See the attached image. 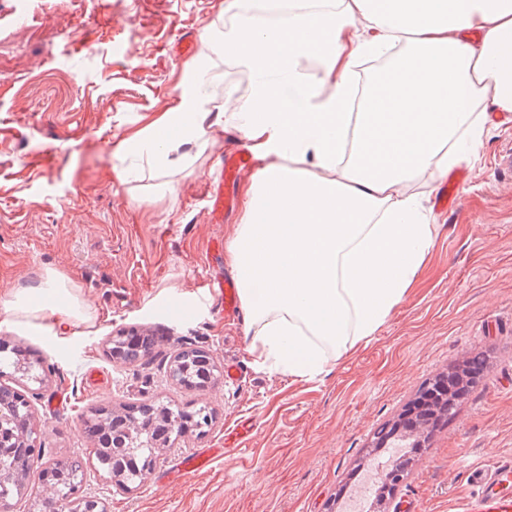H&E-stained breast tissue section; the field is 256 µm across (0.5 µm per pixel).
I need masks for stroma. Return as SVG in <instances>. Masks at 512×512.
<instances>
[{"label": "stroma", "mask_w": 512, "mask_h": 512, "mask_svg": "<svg viewBox=\"0 0 512 512\" xmlns=\"http://www.w3.org/2000/svg\"><path fill=\"white\" fill-rule=\"evenodd\" d=\"M55 0L26 27L0 22V340L40 352L37 377L9 375L34 412L42 463L80 458L85 496L107 512H346L390 449H373L378 428L398 420L428 381L475 353L487 368L414 457L396 499L402 512H463L471 467L512 457V180L499 171L512 123L489 129L457 168L458 201L436 206L439 182L421 176L437 216L432 252L417 284L366 345L308 380L291 378L248 352L243 318L224 316L202 292L206 274L231 276L211 259L239 220L208 221L204 194L233 133L215 141L157 191L150 173L120 184L116 168L173 104L201 50L200 31L225 24L224 0ZM85 25L94 44L84 49ZM47 152L50 167L33 163ZM77 287L94 320L58 335L48 320L8 309L16 290L46 272ZM132 328L162 336L150 365L110 358L114 336ZM238 366L202 391L169 375L187 348ZM166 401L204 405L215 419L167 449L138 484L117 490L91 451L82 416L92 409ZM225 457L168 483L179 458L206 448Z\"/></svg>", "instance_id": "obj_1"}]
</instances>
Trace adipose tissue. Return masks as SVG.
<instances>
[{"instance_id": "ef3b65f1", "label": "adipose tissue", "mask_w": 512, "mask_h": 512, "mask_svg": "<svg viewBox=\"0 0 512 512\" xmlns=\"http://www.w3.org/2000/svg\"><path fill=\"white\" fill-rule=\"evenodd\" d=\"M220 46L248 85L229 127L258 163L224 252L248 350L312 378L373 336L423 266L436 218L412 182L447 178L512 119V0H289ZM364 58L382 67L358 95ZM208 82L194 64L136 142L164 190L226 127ZM45 281L16 294V317L64 332L87 322L73 283Z\"/></svg>"}]
</instances>
